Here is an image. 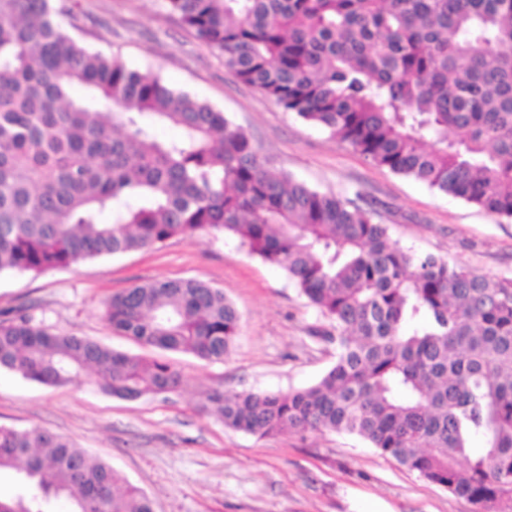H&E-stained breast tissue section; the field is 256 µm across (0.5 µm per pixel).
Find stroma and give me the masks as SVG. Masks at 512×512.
I'll return each instance as SVG.
<instances>
[{
  "mask_svg": "<svg viewBox=\"0 0 512 512\" xmlns=\"http://www.w3.org/2000/svg\"><path fill=\"white\" fill-rule=\"evenodd\" d=\"M83 43L128 68L159 75L224 112L261 160L311 187L377 211L394 241L489 277L512 276V219L375 166L321 127L243 83L166 0H81ZM197 279L240 313L221 362L174 353L175 392L125 400L92 378L43 386L0 370V425L40 427L104 460L151 499L154 512H471L465 500L381 456L358 438L295 430L260 438L225 428L202 409L210 390L286 392L315 383L336 349L312 336L327 321L280 268L231 235L175 237L162 246L40 274L0 275V317L29 307L34 323L131 354L155 356L115 334L105 303L132 286Z\"/></svg>",
  "mask_w": 512,
  "mask_h": 512,
  "instance_id": "obj_1",
  "label": "stroma"
}]
</instances>
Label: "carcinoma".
<instances>
[{"label":"carcinoma","mask_w":512,"mask_h":512,"mask_svg":"<svg viewBox=\"0 0 512 512\" xmlns=\"http://www.w3.org/2000/svg\"><path fill=\"white\" fill-rule=\"evenodd\" d=\"M238 78L372 163L512 219V0H166ZM78 0H0V274L41 273L228 233L328 320L336 361L288 392L214 391L224 426L345 433L472 512H512V277L411 253L355 200L266 167L210 104L84 46ZM80 86L83 95L73 96ZM157 124L178 135L161 140ZM110 222H101L103 214ZM112 329L222 361L240 315L196 280L136 285ZM136 400L182 376L164 358L0 320V369ZM482 447L473 451L472 443ZM0 512H153L72 440L0 426Z\"/></svg>","instance_id":"1"}]
</instances>
